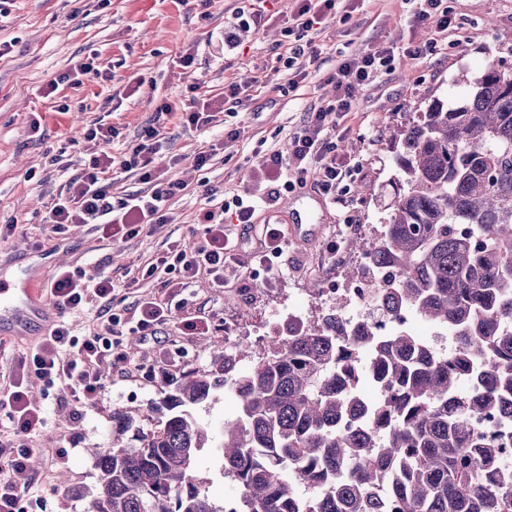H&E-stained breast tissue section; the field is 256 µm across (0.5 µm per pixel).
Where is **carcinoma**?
Masks as SVG:
<instances>
[{
  "mask_svg": "<svg viewBox=\"0 0 512 512\" xmlns=\"http://www.w3.org/2000/svg\"><path fill=\"white\" fill-rule=\"evenodd\" d=\"M459 81L464 99L434 101L396 132L400 187L380 235L356 245L387 308L453 330L452 355L408 332L348 329L341 300L286 336L216 346L215 370L186 372L151 406L153 429L112 412L89 512H226L196 475L204 448L237 487L232 512H512L502 449L479 430L512 417V330L501 327L512 321V70L490 63ZM480 361L474 391L460 394ZM378 377L388 395L363 403ZM224 387L239 414L217 442L193 409Z\"/></svg>",
  "mask_w": 512,
  "mask_h": 512,
  "instance_id": "carcinoma-1",
  "label": "carcinoma"
}]
</instances>
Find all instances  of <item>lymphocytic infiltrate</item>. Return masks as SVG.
Instances as JSON below:
<instances>
[{
  "instance_id": "1",
  "label": "lymphocytic infiltrate",
  "mask_w": 512,
  "mask_h": 512,
  "mask_svg": "<svg viewBox=\"0 0 512 512\" xmlns=\"http://www.w3.org/2000/svg\"><path fill=\"white\" fill-rule=\"evenodd\" d=\"M295 2V25L286 47L285 66L298 77L304 73L305 59L318 56L308 35L331 15L336 0ZM394 60L392 48L379 46L357 61L341 63L336 71L334 104L306 113L300 126L289 132L285 148L255 152L251 177L259 184L258 193L237 192L202 210L197 218L201 226L199 241L190 247L178 242L170 245L146 268V277L175 272L179 289L190 288L202 278L211 287H223L227 269L239 265L242 251L240 239L232 236L224 222L225 214H233L237 223H252L256 211L274 205L282 192L309 184L321 195L335 198L340 184L358 170L359 163L338 152L333 117L351 112L359 89L390 71ZM189 90L191 95L182 107L164 102L157 106L156 113L176 119L186 130L208 132L217 120L220 104L200 97L197 85H190ZM116 136L111 126L96 125L85 131L78 146L88 155V166L60 192L44 216L43 224L49 232L61 234L69 224H97L106 237L119 241L169 223L168 203L185 186L163 178L157 165L163 156L164 131L158 126L147 127L139 146L119 154L112 151ZM131 171L149 184V191L114 197L110 191L113 174ZM109 265L110 259L105 256L89 270L62 267L55 272L48 288L59 311L95 310L100 327L81 337L72 324L59 321L48 337L20 359L21 371L13 375L8 387L0 389V427L11 434L10 439H0V512H42L41 498L22 489L14 479L16 473L27 469L34 453L27 438L47 422L46 406L33 402L29 395V378L61 383L73 403L86 404L105 385L101 362L107 359L117 369H125L131 361L126 337L157 336L171 309L181 304L177 291H169L140 298L129 307L115 308L118 286Z\"/></svg>"
}]
</instances>
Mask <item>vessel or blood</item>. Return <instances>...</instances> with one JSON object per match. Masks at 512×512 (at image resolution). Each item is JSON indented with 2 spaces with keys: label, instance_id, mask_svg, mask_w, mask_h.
I'll return each instance as SVG.
<instances>
[{
  "label": "vessel or blood",
  "instance_id": "obj_1",
  "mask_svg": "<svg viewBox=\"0 0 512 512\" xmlns=\"http://www.w3.org/2000/svg\"><path fill=\"white\" fill-rule=\"evenodd\" d=\"M27 255L32 263L28 274L20 280H13L8 269L0 270V335L24 337L31 334L46 336L55 321V311L43 298L40 265V251L31 249Z\"/></svg>",
  "mask_w": 512,
  "mask_h": 512
}]
</instances>
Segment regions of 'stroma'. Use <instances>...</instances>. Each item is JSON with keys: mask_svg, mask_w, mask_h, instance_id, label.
I'll return each mask as SVG.
<instances>
[{"mask_svg": "<svg viewBox=\"0 0 512 512\" xmlns=\"http://www.w3.org/2000/svg\"><path fill=\"white\" fill-rule=\"evenodd\" d=\"M240 5L241 0H13L8 15L0 17V42L11 45L10 53L0 57V225L17 222L14 233L0 239V261L26 265L24 249L40 241L47 254L40 266L45 282L56 269L49 254L61 244L69 249L64 264L83 267L107 255L113 278L122 281L137 277L170 243L198 241L194 215L208 204L201 180L228 192L245 190L254 149L284 148L305 112L332 104V77L342 61L380 44L397 52L393 69L362 87L336 131L339 151L361 163L343 181L341 203L308 185L282 193L273 208L256 213V224L271 221L285 233L286 246L272 268L228 270L223 289L204 280L189 288L161 339L144 344L131 339L133 372H110L91 404H74L61 384L31 379L39 400L51 408L46 429L33 441L34 447L55 450L39 457L34 469L32 489L46 512H88L98 479L94 450L112 439L114 409L131 412L151 429L146 419L151 403L182 372L212 368L213 340L228 333L253 336L259 327L278 321L279 310L288 305L316 319L319 290L332 277L328 256L344 244L343 224H357L365 232L389 216L398 179L394 132L412 124L433 100H461L467 92L457 82L461 72L476 73L491 61L512 69V0H447L459 29L420 59L409 56L408 47L435 33L414 23L413 7L405 0H337L335 19L314 36L318 57L307 63V78L292 88L283 56L293 0H269L258 29L231 48L221 39ZM188 48L195 51V63L185 71L176 58ZM93 53L100 67L111 70V81L68 84L56 98L44 97L48 80ZM233 81L248 82L250 101L220 114L209 136L183 130L173 120L166 125V154L177 160L169 176L185 185L183 195L170 202L171 223L124 242L105 239L94 224L57 236L37 235L55 196L82 172L84 161L73 142L87 127L101 122L118 128L112 149L128 152L141 143L157 105H181L193 83L217 100ZM59 102L67 104V112L55 111ZM35 119L41 123L36 134L30 131ZM228 127L240 129L241 138L225 149L221 143ZM208 142L219 150L209 172L202 173L193 157ZM58 153L64 156L61 168L50 163ZM363 184L373 186L372 195L359 194ZM309 213L314 216L311 237L299 222ZM184 320L201 322L200 333L179 335Z\"/></svg>", "mask_w": 512, "mask_h": 512, "instance_id": "obj_1", "label": "stroma"}]
</instances>
